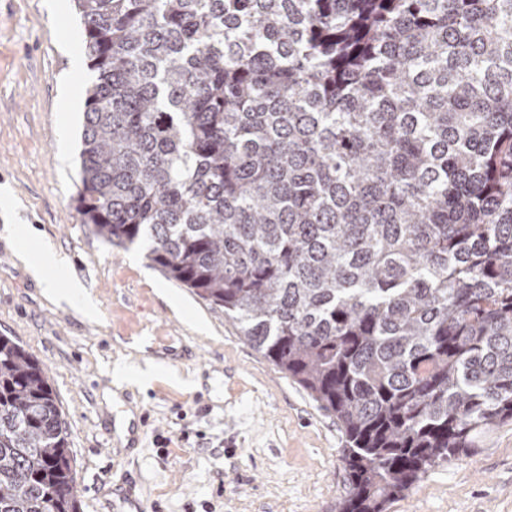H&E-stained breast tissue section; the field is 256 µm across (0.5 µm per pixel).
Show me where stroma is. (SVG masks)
Here are the masks:
<instances>
[{
    "label": "stroma",
    "mask_w": 512,
    "mask_h": 512,
    "mask_svg": "<svg viewBox=\"0 0 512 512\" xmlns=\"http://www.w3.org/2000/svg\"><path fill=\"white\" fill-rule=\"evenodd\" d=\"M0 0V335L47 369L64 414L80 512H337L346 493L335 419L243 342L223 311L90 233L76 212L83 112L95 78L75 9ZM60 255L97 301L56 305L17 259ZM161 364L114 387L124 366ZM146 412L138 447L112 440V409ZM386 512H512V419L430 469Z\"/></svg>",
    "instance_id": "obj_1"
}]
</instances>
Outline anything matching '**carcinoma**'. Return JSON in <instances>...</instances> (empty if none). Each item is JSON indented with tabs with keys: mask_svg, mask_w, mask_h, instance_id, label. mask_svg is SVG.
Here are the masks:
<instances>
[{
	"mask_svg": "<svg viewBox=\"0 0 512 512\" xmlns=\"http://www.w3.org/2000/svg\"><path fill=\"white\" fill-rule=\"evenodd\" d=\"M76 211L333 415L340 512L512 419V0H73ZM0 512H79L43 365L0 336Z\"/></svg>",
	"mask_w": 512,
	"mask_h": 512,
	"instance_id": "cac0c4a2",
	"label": "carcinoma"
}]
</instances>
